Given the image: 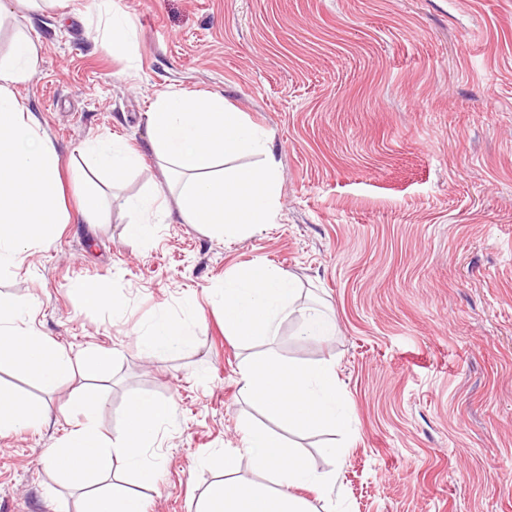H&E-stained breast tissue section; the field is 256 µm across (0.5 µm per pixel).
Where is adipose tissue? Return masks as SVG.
Masks as SVG:
<instances>
[{"label":"adipose tissue","mask_w":512,"mask_h":512,"mask_svg":"<svg viewBox=\"0 0 512 512\" xmlns=\"http://www.w3.org/2000/svg\"><path fill=\"white\" fill-rule=\"evenodd\" d=\"M103 41L127 42L132 27L117 0H96ZM37 64V44L21 35L8 58L0 59V271L15 267L22 254L49 240L64 215L59 200V158L41 123L21 101L18 88ZM148 117L149 149L169 163L182 179L176 207L188 223L233 238L274 223L278 213L279 168L265 133L250 126L243 113L217 93H159ZM83 153L112 178H120L136 156L115 140L85 142ZM257 154V166L218 169L224 158ZM137 214L130 237L149 242L163 221L161 192L132 204ZM296 277L257 260L232 271L224 280V333L243 342L274 338L283 321L297 322L300 336L325 340L337 332L335 318L321 309L299 305ZM32 305L0 299V363L53 390L71 368V359L41 332L27 327ZM190 332L158 312L140 332L144 353L159 357L188 345ZM240 391L257 402L270 419L301 432L341 430L349 423L334 363L294 364L271 355L249 362ZM104 401L98 387H84L77 397L82 419L66 439L51 449L48 463L70 482L90 488L88 512H144L140 495L109 483L124 467L139 484L153 485L159 468L145 457L160 426L172 413L170 403L135 398L128 406L124 430L114 438L97 429L95 414ZM44 417L21 394L0 391V431L39 426ZM245 455L261 477L246 483L225 479L202 499L198 512H310L295 488L315 486L333 491L335 471L318 472L276 432L244 429Z\"/></svg>","instance_id":"1"}]
</instances>
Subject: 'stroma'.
<instances>
[{
    "instance_id": "35a3bbf8",
    "label": "stroma",
    "mask_w": 512,
    "mask_h": 512,
    "mask_svg": "<svg viewBox=\"0 0 512 512\" xmlns=\"http://www.w3.org/2000/svg\"><path fill=\"white\" fill-rule=\"evenodd\" d=\"M74 0L67 15L14 0L0 58L21 33L38 62L19 88L60 157L57 234L0 273V297L37 301L33 324L71 357L54 392L0 364V386L48 414L0 433V512H86V491L45 464L68 435L84 369L101 349L102 433L117 436L140 395L172 403L162 468L138 489L146 512H196L224 478L259 482L243 428L262 422L240 393L247 360L333 362L347 435L289 433L309 464L336 472L315 512H512V0H122L136 29L103 45ZM221 92L268 133L279 163L276 223L231 240L172 213L152 243L129 237L122 207L171 174L148 147L159 92ZM96 138L139 164L108 182L107 221L81 223ZM265 260L294 273L301 304L332 312L329 340L285 322L272 342L239 345L219 304L234 269ZM120 313L84 305V289ZM194 335L158 358L138 333L158 310Z\"/></svg>"
}]
</instances>
